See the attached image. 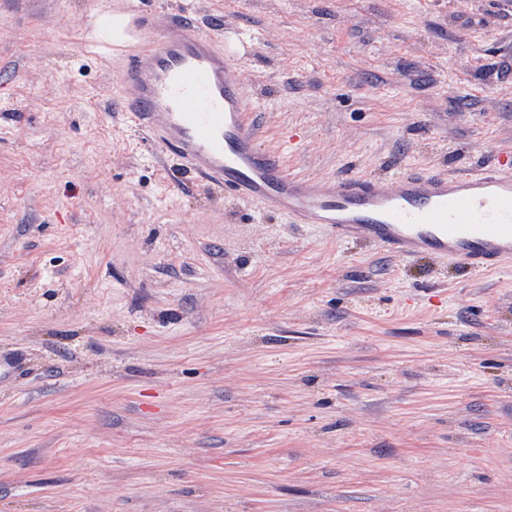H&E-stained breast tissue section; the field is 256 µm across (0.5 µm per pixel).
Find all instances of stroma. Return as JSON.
Segmentation results:
<instances>
[{"label": "stroma", "mask_w": 512, "mask_h": 512, "mask_svg": "<svg viewBox=\"0 0 512 512\" xmlns=\"http://www.w3.org/2000/svg\"><path fill=\"white\" fill-rule=\"evenodd\" d=\"M183 2L222 15L290 171L512 144L489 75L511 8ZM99 8L0 0V512H512V270L340 243L183 175L131 128Z\"/></svg>", "instance_id": "1"}]
</instances>
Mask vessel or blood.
<instances>
[{
  "label": "vessel or blood",
  "instance_id": "obj_1",
  "mask_svg": "<svg viewBox=\"0 0 512 512\" xmlns=\"http://www.w3.org/2000/svg\"><path fill=\"white\" fill-rule=\"evenodd\" d=\"M101 23L102 40L123 58L119 93L130 125L189 173L339 241L479 273L512 267L511 145L458 172L294 175L261 143L249 117L254 104L234 76L243 56L225 47L219 21L197 30L172 2L153 12L116 10Z\"/></svg>",
  "mask_w": 512,
  "mask_h": 512
}]
</instances>
